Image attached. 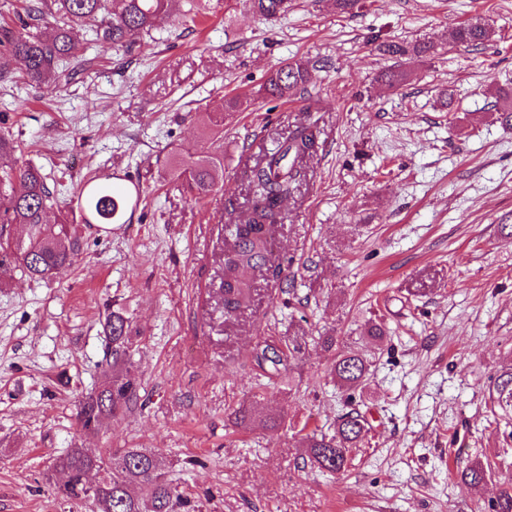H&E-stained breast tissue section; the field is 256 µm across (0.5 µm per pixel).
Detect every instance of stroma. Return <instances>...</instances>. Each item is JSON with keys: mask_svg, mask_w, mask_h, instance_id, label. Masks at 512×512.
Segmentation results:
<instances>
[{"mask_svg": "<svg viewBox=\"0 0 512 512\" xmlns=\"http://www.w3.org/2000/svg\"><path fill=\"white\" fill-rule=\"evenodd\" d=\"M470 20L492 40L449 44ZM419 39L435 54L378 51ZM292 60L311 69L308 94L263 98ZM72 65L67 82H0V133L69 191L112 175L141 200L112 229L77 225L82 257L50 280L0 274V512H84L55 493L71 448L152 451L193 512H490L512 477V408L490 400L512 372V130L492 110L512 88V0H361L351 14L294 0L273 25L208 0L197 23L161 22L126 53L85 38ZM386 69L406 74L391 92ZM237 94L249 105L225 116L218 191L192 201L171 167ZM309 122L307 180L275 233L281 273L259 274L251 306L225 318L224 227L248 212L245 172ZM110 310L130 322L139 400L85 436L75 404L105 379ZM325 335L370 359L363 390L332 382L312 344ZM299 338L280 375L258 363L262 341ZM257 400L277 429L233 423ZM355 406L370 430L345 472L307 465L304 435ZM475 462L492 472L479 490L457 474Z\"/></svg>", "mask_w": 512, "mask_h": 512, "instance_id": "35a3bbf8", "label": "stroma"}]
</instances>
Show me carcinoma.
<instances>
[{"label": "carcinoma", "instance_id": "cac0c4a2", "mask_svg": "<svg viewBox=\"0 0 512 512\" xmlns=\"http://www.w3.org/2000/svg\"><path fill=\"white\" fill-rule=\"evenodd\" d=\"M292 0H245L262 19L275 22L288 13ZM201 0H23L17 13L19 28L0 24V80L17 73L30 81H69V64L81 51L83 30L95 27V38L116 50L127 52L144 34L165 17L196 13ZM53 19L56 28L44 37L42 25ZM492 38V31L477 23H464L449 33V42L478 46ZM390 56L426 57L433 46L425 42H386L380 46ZM309 69L300 62H286L270 72L260 87L262 95L281 100L303 89ZM496 120L512 128V90L499 91ZM317 142L312 124H301L277 148L256 160L248 174L252 216L248 223L229 230L224 247V316L232 317L248 307L256 274L270 269L268 242L284 221L280 204L291 199L306 179L304 162ZM20 145L0 135V269L13 268L31 279H45L72 265L81 253L82 241L70 225L77 218L83 224H114L130 204H139L141 193H130L120 185H105L89 178L76 193V207L70 216L55 223L47 220L48 210L58 203L57 185L50 183L41 168L23 163ZM224 171V147L203 149L178 161L172 179L197 200L214 195L217 179ZM104 331L112 345V371L101 389L78 400L76 419L86 434L98 432L103 419L116 417L137 404L139 384L129 361V323L119 313L110 314ZM370 365L354 352L339 354L333 363L336 382L348 391L365 384ZM365 416L357 409L341 415L333 435L309 438L308 461L321 472L345 470L348 454L359 446L367 428ZM65 480L55 487L65 501L91 505L90 512H190L168 477L165 464L146 448H123L110 458L72 448L55 461ZM490 467L481 463L466 466L460 474L474 489L483 487ZM491 512H512V479L501 483Z\"/></svg>", "mask_w": 512, "mask_h": 512}]
</instances>
